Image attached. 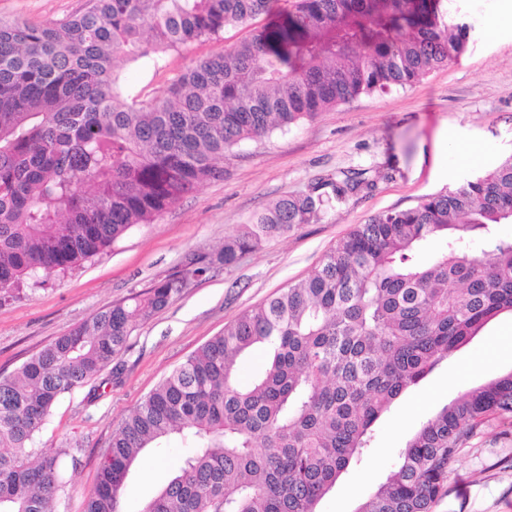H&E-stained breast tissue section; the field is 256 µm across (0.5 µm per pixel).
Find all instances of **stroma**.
<instances>
[{"mask_svg":"<svg viewBox=\"0 0 512 512\" xmlns=\"http://www.w3.org/2000/svg\"><path fill=\"white\" fill-rule=\"evenodd\" d=\"M83 0H0V18L31 23L62 19ZM493 0H459L474 29L469 50L420 82L363 94L316 120L248 140L224 163V176L186 194L153 224H138L79 268L27 287L0 303V376L17 369L57 337L113 303L174 272L190 252L208 253L251 216L284 194H304L322 177L370 171L377 186L337 204L320 222L261 242L232 267L194 283L129 337L117 372L64 395L36 440L67 450L69 481L55 512H84L112 431L146 395L199 346L243 311L306 278L326 251L373 214L413 206L428 194L463 183L512 155V26L488 32ZM248 31L226 28L222 40L194 43L150 78L134 65L123 76L155 94L191 60L222 52ZM512 370V315L492 321L467 346L394 403L375 427L360 462L322 500L321 512H355L397 464L421 423L444 405ZM186 453L170 438L132 467L123 512L144 503L172 478ZM433 512H512V426L492 420L463 448L448 492Z\"/></svg>","mask_w":512,"mask_h":512,"instance_id":"35a3bbf8","label":"stroma"}]
</instances>
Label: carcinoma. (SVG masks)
I'll return each instance as SVG.
<instances>
[{
  "label": "carcinoma",
  "mask_w": 512,
  "mask_h": 512,
  "mask_svg": "<svg viewBox=\"0 0 512 512\" xmlns=\"http://www.w3.org/2000/svg\"><path fill=\"white\" fill-rule=\"evenodd\" d=\"M277 0H84L35 24L0 19V302L38 273L65 275L153 224L247 140L313 120L362 93L421 81L467 52L456 0H295L272 26L200 57L153 96L117 62L156 74L166 57L249 27ZM342 171L285 195L211 253L94 314L0 377V512H54L65 450H34L52 408L96 378L127 340L199 280L264 238L316 223L375 188ZM512 155L454 189L388 209L336 241L305 280L238 316L112 431L85 512H122L147 448L178 435L188 452L142 512H319L377 421L495 318L512 314ZM478 237L483 247L473 250ZM446 247L426 264L414 255ZM267 361L248 383L241 360ZM512 419V370L444 405L355 512H432L464 442Z\"/></svg>",
  "instance_id": "cac0c4a2"
}]
</instances>
